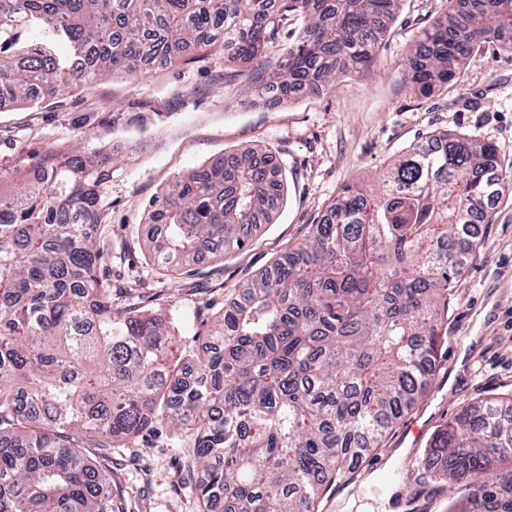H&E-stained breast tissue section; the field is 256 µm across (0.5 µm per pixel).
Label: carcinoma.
Returning a JSON list of instances; mask_svg holds the SVG:
<instances>
[{
    "instance_id": "cac0c4a2",
    "label": "carcinoma",
    "mask_w": 512,
    "mask_h": 512,
    "mask_svg": "<svg viewBox=\"0 0 512 512\" xmlns=\"http://www.w3.org/2000/svg\"><path fill=\"white\" fill-rule=\"evenodd\" d=\"M401 0H0V104H36L201 48L285 101L366 71ZM403 81L429 94L492 40L512 51V0H450ZM303 25L270 73L288 17ZM0 195V512H124L91 448L169 429L199 512H318L327 488L428 393L454 281L485 208L512 190L495 147L432 134L347 187L309 238L219 309L209 347L175 354L165 323L112 309L100 275L112 158L31 164ZM284 183L250 152L180 176L149 204L152 263L187 273L244 248ZM468 512H512V414L462 408L426 448Z\"/></svg>"
}]
</instances>
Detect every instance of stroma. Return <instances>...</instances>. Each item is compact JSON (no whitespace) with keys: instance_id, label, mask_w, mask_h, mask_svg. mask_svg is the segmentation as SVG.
I'll return each mask as SVG.
<instances>
[{"instance_id":"obj_1","label":"stroma","mask_w":512,"mask_h":512,"mask_svg":"<svg viewBox=\"0 0 512 512\" xmlns=\"http://www.w3.org/2000/svg\"><path fill=\"white\" fill-rule=\"evenodd\" d=\"M447 7L446 0H403L370 70L272 108L258 104L246 75L207 50L191 63L149 65L137 78L111 74L30 107L2 106L0 170L22 172L35 154L110 152L102 269L112 307L160 314L182 347L201 349L225 300L304 241L345 186L371 185L411 144L438 132L465 134L493 144L512 173L511 53L484 44L448 86L426 96L401 77L410 48ZM245 148L272 152L286 170L288 198L273 223L224 260H200L176 279L156 270L147 252L157 234L145 221L149 199L203 162ZM479 232L455 283L430 392L356 468L340 512H406L414 491L426 512L464 508L418 471L429 436L462 407L496 397L512 407V194L493 205ZM415 425L424 439L413 436ZM181 456L165 431L113 449L114 498L126 512H198L195 488L180 479Z\"/></svg>"}]
</instances>
